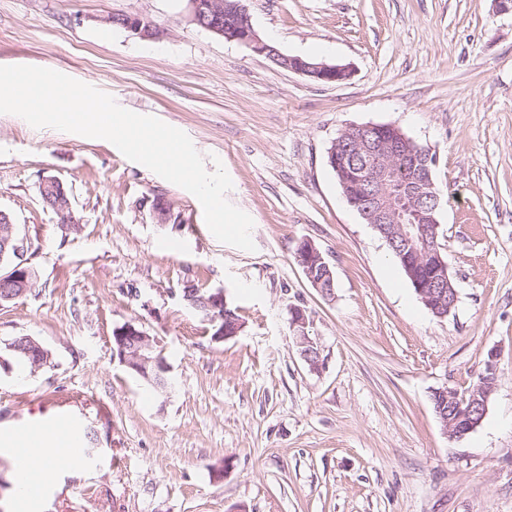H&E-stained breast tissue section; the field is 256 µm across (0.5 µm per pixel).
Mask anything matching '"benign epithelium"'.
<instances>
[{
	"instance_id": "benign-epithelium-1",
	"label": "benign epithelium",
	"mask_w": 512,
	"mask_h": 512,
	"mask_svg": "<svg viewBox=\"0 0 512 512\" xmlns=\"http://www.w3.org/2000/svg\"><path fill=\"white\" fill-rule=\"evenodd\" d=\"M190 18H205L208 29L229 41H235L254 53L279 63L284 69L316 80L336 81L347 79L351 71L343 65L325 62L302 61L297 56L283 54L278 48L267 44L255 31L244 0H187ZM123 27L142 39H154L159 29L143 19L121 15ZM374 124L352 125L339 134L333 142L329 155L338 151V146L347 139L355 141L358 151L367 162L369 175L363 180L357 212L364 223L383 231L390 229L388 239L397 238L401 248L415 261L429 256L435 266L434 282L438 289H428L415 282L418 293L434 311L442 306L435 305L436 297H448V308H453L458 294L452 285L448 263L438 249L437 239L441 234V213L443 204L435 190L431 165V152L414 154L413 173L402 175L399 159L411 149L412 140L396 128L387 137L376 135ZM50 188L56 200L53 207L65 224L74 223L71 198L63 183L57 178L46 179L42 188ZM0 244L10 247V255L0 250V263L10 262L8 274L0 276V286L10 289L4 298L8 302L33 287L35 272L25 258V246L14 229L9 214L0 211ZM297 259L304 274L313 287L322 293L334 288V276L323 253L310 239L300 241ZM189 303L195 309L206 313V319L213 325L212 340L222 342L237 336L241 324L236 322L231 330L225 328L224 319L229 316L224 291L207 292L203 296L192 295ZM292 327L296 344L301 348L304 360L313 368L319 366L317 346L306 331V320L302 309L293 312ZM114 351L119 362L146 382H153L154 376L168 372L161 351L157 349L154 337L134 322H127L113 331ZM494 382L486 380L476 387L474 394L467 395L455 389L444 387L438 390L448 395L461 414L456 417L442 416L443 431L451 438L466 434L467 428L480 424L487 409L488 398Z\"/></svg>"
}]
</instances>
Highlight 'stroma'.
Masks as SVG:
<instances>
[{"label":"stroma","mask_w":512,"mask_h":512,"mask_svg":"<svg viewBox=\"0 0 512 512\" xmlns=\"http://www.w3.org/2000/svg\"><path fill=\"white\" fill-rule=\"evenodd\" d=\"M246 5L263 40L350 66V78L278 67L195 26L186 0H0V65L61 72L184 131L207 170L224 166L256 245L220 243L194 195L112 143L0 113V210L36 273L31 292L0 306V414L44 425L70 402L90 436L25 512H512V9ZM115 13L160 34L108 24ZM366 123L396 125L437 156L458 291L448 317L424 306L326 163L339 133ZM48 178L68 189L74 225L43 203ZM305 238L331 264V293L294 258ZM189 287L224 290L242 331L213 341ZM297 307L315 369L293 338ZM128 321L158 340L170 393L114 355ZM19 336L50 354L36 373L11 355ZM490 369L484 419L449 438L433 390H468Z\"/></svg>","instance_id":"stroma-1"}]
</instances>
